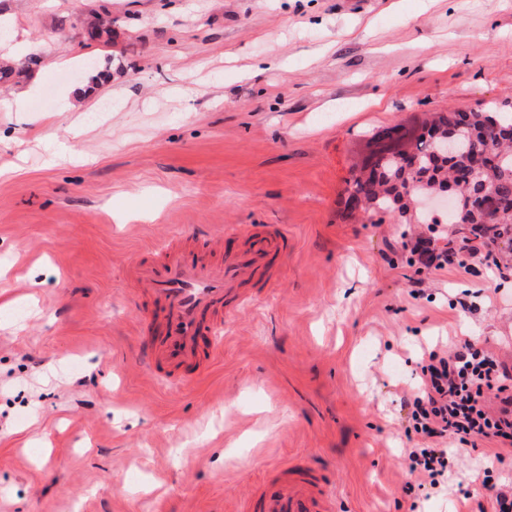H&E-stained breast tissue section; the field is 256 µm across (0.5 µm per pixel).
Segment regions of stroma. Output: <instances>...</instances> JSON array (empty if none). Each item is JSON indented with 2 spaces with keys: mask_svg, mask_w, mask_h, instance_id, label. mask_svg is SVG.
I'll return each mask as SVG.
<instances>
[{
  "mask_svg": "<svg viewBox=\"0 0 512 512\" xmlns=\"http://www.w3.org/2000/svg\"><path fill=\"white\" fill-rule=\"evenodd\" d=\"M0 512H241L290 460L335 512H478L512 454L451 442L413 489L399 399L423 348L512 370V269L407 262L347 217L372 138L512 104V0H0ZM86 88L81 111L66 94ZM286 225L273 286L178 387L138 364L126 269L164 240ZM468 309H461V302Z\"/></svg>",
  "mask_w": 512,
  "mask_h": 512,
  "instance_id": "35a3bbf8",
  "label": "stroma"
}]
</instances>
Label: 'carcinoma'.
<instances>
[{
    "label": "carcinoma",
    "instance_id": "1",
    "mask_svg": "<svg viewBox=\"0 0 512 512\" xmlns=\"http://www.w3.org/2000/svg\"><path fill=\"white\" fill-rule=\"evenodd\" d=\"M474 124L481 127L477 141L468 136V130L456 128V112H440L431 120L425 130H439L446 135L455 132L459 147L450 159H440L442 138H432L424 133L418 135L403 133L393 127L378 137L376 150L360 168L345 189V206L352 210L356 205H365L364 212L380 224L384 216H404L408 206L418 198L436 194L448 185L451 171L465 166L474 151L484 153L483 182L473 183L460 191L457 205L464 206L467 195L487 189L490 205L485 213L472 219L470 236L460 240L448 239V245L460 247H482L491 252L501 240L512 241V152H502L500 147L512 149V114L494 105L471 112ZM415 142L412 157L417 159L418 170L408 171L400 163L403 156V141ZM414 224H453L455 215L447 213L438 218L428 210H421L410 216Z\"/></svg>",
    "mask_w": 512,
    "mask_h": 512
}]
</instances>
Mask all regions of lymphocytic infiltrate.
<instances>
[{"label": "lymphocytic infiltrate", "mask_w": 512, "mask_h": 512, "mask_svg": "<svg viewBox=\"0 0 512 512\" xmlns=\"http://www.w3.org/2000/svg\"><path fill=\"white\" fill-rule=\"evenodd\" d=\"M402 248L427 269L442 270L458 261L455 251L435 248L432 239L421 236H404ZM403 407L405 432L418 439L409 469L423 496H431L448 471L449 441L512 448V372L473 341L424 350L413 395Z\"/></svg>", "instance_id": "lymphocytic-infiltrate-1"}]
</instances>
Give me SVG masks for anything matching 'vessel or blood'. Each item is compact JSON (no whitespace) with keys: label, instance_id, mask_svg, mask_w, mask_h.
I'll return each mask as SVG.
<instances>
[{"label":"vessel or blood","instance_id":"b4317fda","mask_svg":"<svg viewBox=\"0 0 512 512\" xmlns=\"http://www.w3.org/2000/svg\"><path fill=\"white\" fill-rule=\"evenodd\" d=\"M241 232L245 248L217 262L206 259L220 250L221 238L213 235L195 247L169 241L153 257L130 263L129 276L145 318L163 329L161 336L140 344V362L151 375L179 383L211 363L220 349L203 351L200 338L216 334L225 315L245 302L242 286L269 271L273 259L288 251L283 228L246 225ZM322 481L315 470L303 471L273 492L249 497L247 512H333Z\"/></svg>","mask_w":512,"mask_h":512}]
</instances>
